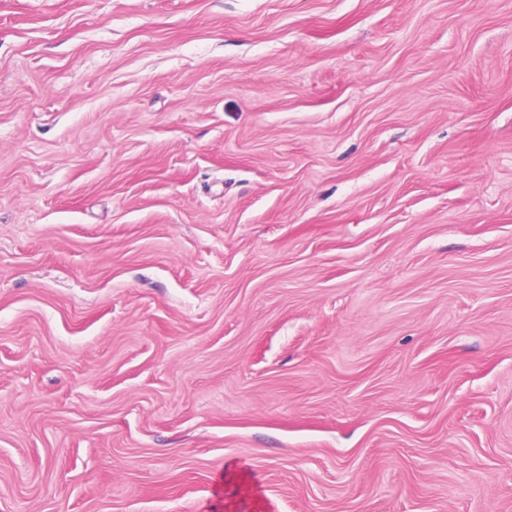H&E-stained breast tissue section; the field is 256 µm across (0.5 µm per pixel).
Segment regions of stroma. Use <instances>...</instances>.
<instances>
[{
	"label": "stroma",
	"mask_w": 512,
	"mask_h": 512,
	"mask_svg": "<svg viewBox=\"0 0 512 512\" xmlns=\"http://www.w3.org/2000/svg\"><path fill=\"white\" fill-rule=\"evenodd\" d=\"M0 512H512V0H0Z\"/></svg>",
	"instance_id": "35a3bbf8"
}]
</instances>
